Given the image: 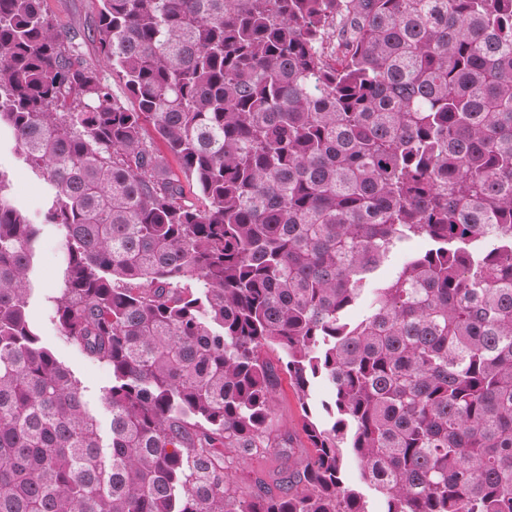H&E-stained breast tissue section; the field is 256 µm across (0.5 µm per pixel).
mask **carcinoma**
Returning <instances> with one entry per match:
<instances>
[{
	"mask_svg": "<svg viewBox=\"0 0 512 512\" xmlns=\"http://www.w3.org/2000/svg\"><path fill=\"white\" fill-rule=\"evenodd\" d=\"M92 36L130 104L0 0V124L67 240L53 319L112 371L105 444L0 172V512H369L351 460L384 512H512V0H99ZM273 352L312 452L242 495L229 457H293ZM147 133L153 138L154 146L157 151L166 158L170 173L180 181L183 187L185 199L195 203L196 205H203V200L197 196L195 186L192 181L185 176L177 158L168 152L165 144L155 137L151 128L147 130ZM430 244L421 239H411L399 244L389 255L388 260L381 267L370 288H376L386 280H389L410 255L423 252ZM345 481L353 486H358L363 490L366 500L368 501V508L372 512H382L385 508L383 498L372 488L364 484L361 480L360 469L354 462H349L344 472Z\"/></svg>",
	"mask_w": 512,
	"mask_h": 512,
	"instance_id": "cac0c4a2",
	"label": "carcinoma"
}]
</instances>
